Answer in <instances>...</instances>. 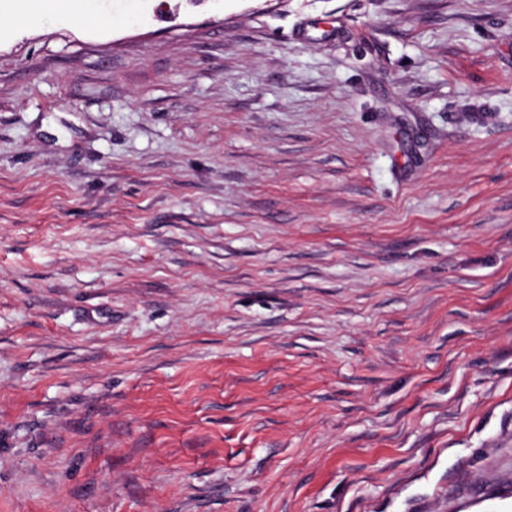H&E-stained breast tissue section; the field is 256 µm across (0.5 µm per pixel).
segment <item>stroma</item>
I'll use <instances>...</instances> for the list:
<instances>
[{"instance_id":"1","label":"stroma","mask_w":512,"mask_h":512,"mask_svg":"<svg viewBox=\"0 0 512 512\" xmlns=\"http://www.w3.org/2000/svg\"><path fill=\"white\" fill-rule=\"evenodd\" d=\"M0 0V512H512V0Z\"/></svg>"}]
</instances>
